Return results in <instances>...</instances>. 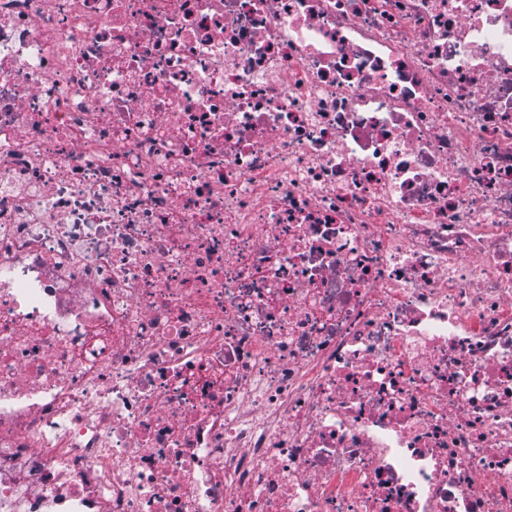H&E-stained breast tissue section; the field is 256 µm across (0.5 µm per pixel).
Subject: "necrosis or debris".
Instances as JSON below:
<instances>
[{
	"label": "necrosis or debris",
	"instance_id": "necrosis-or-debris-1",
	"mask_svg": "<svg viewBox=\"0 0 512 512\" xmlns=\"http://www.w3.org/2000/svg\"><path fill=\"white\" fill-rule=\"evenodd\" d=\"M0 512H512V0H0Z\"/></svg>",
	"mask_w": 512,
	"mask_h": 512
}]
</instances>
